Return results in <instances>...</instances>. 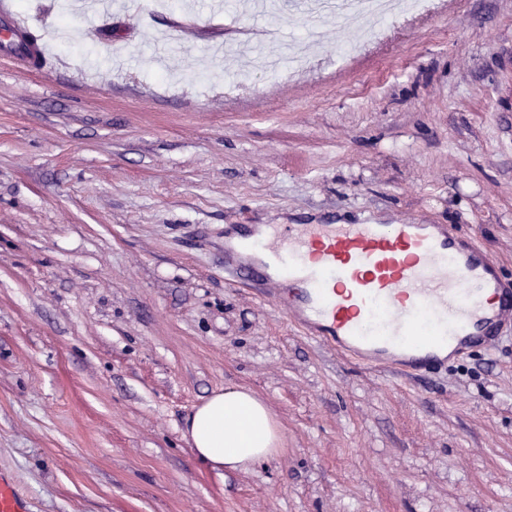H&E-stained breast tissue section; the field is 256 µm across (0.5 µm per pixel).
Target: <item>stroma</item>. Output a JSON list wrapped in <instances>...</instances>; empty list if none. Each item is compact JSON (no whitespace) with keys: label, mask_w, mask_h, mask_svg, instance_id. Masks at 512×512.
I'll list each match as a JSON object with an SVG mask.
<instances>
[{"label":"stroma","mask_w":512,"mask_h":512,"mask_svg":"<svg viewBox=\"0 0 512 512\" xmlns=\"http://www.w3.org/2000/svg\"><path fill=\"white\" fill-rule=\"evenodd\" d=\"M53 63L0 53V474L27 512H512V322L403 377L224 280L243 224H451L512 274V0L396 5L376 38L276 0H15ZM197 31L165 63L153 42ZM252 391L277 454L183 438ZM185 438L197 458L221 473L272 457L281 436L267 405L241 389L214 393L194 412Z\"/></svg>","instance_id":"35a3bbf8"}]
</instances>
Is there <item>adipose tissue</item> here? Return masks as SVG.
<instances>
[{
	"mask_svg": "<svg viewBox=\"0 0 512 512\" xmlns=\"http://www.w3.org/2000/svg\"><path fill=\"white\" fill-rule=\"evenodd\" d=\"M186 437L212 469L245 470L272 457L281 436L267 405L250 392L228 388L194 412Z\"/></svg>",
	"mask_w": 512,
	"mask_h": 512,
	"instance_id": "adipose-tissue-1",
	"label": "adipose tissue"
}]
</instances>
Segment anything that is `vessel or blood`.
Listing matches in <instances>:
<instances>
[{"mask_svg": "<svg viewBox=\"0 0 512 512\" xmlns=\"http://www.w3.org/2000/svg\"><path fill=\"white\" fill-rule=\"evenodd\" d=\"M0 47L30 30L0 0ZM224 276L272 289L314 340L369 370L427 371L491 348L512 321V276L446 224H276L244 227L224 246Z\"/></svg>", "mask_w": 512, "mask_h": 512, "instance_id": "obj_1", "label": "vessel or blood"}]
</instances>
